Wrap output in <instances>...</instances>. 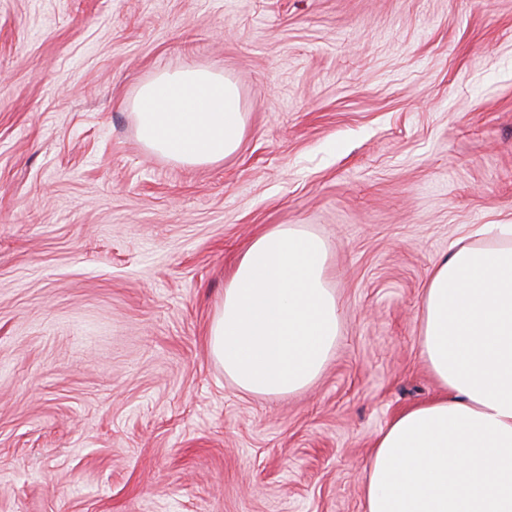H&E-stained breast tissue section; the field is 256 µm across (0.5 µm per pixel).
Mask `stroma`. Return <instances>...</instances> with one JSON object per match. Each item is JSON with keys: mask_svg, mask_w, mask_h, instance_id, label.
Instances as JSON below:
<instances>
[{"mask_svg": "<svg viewBox=\"0 0 512 512\" xmlns=\"http://www.w3.org/2000/svg\"><path fill=\"white\" fill-rule=\"evenodd\" d=\"M196 64L238 151L175 164L131 103ZM329 245L341 335L261 398L212 356L256 235ZM512 224V0H0V512H364L376 435L440 388L430 270Z\"/></svg>", "mask_w": 512, "mask_h": 512, "instance_id": "obj_1", "label": "stroma"}]
</instances>
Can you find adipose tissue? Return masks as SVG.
<instances>
[{"label": "adipose tissue", "mask_w": 512, "mask_h": 512, "mask_svg": "<svg viewBox=\"0 0 512 512\" xmlns=\"http://www.w3.org/2000/svg\"><path fill=\"white\" fill-rule=\"evenodd\" d=\"M133 110L168 160L217 164L246 133L237 86L196 66L158 72ZM449 248L424 289L417 344L440 386L398 413L364 467V512H512V224H482ZM326 241L299 224L257 235L224 283L209 347L240 389L298 391L340 335Z\"/></svg>", "instance_id": "ef3b65f1"}]
</instances>
